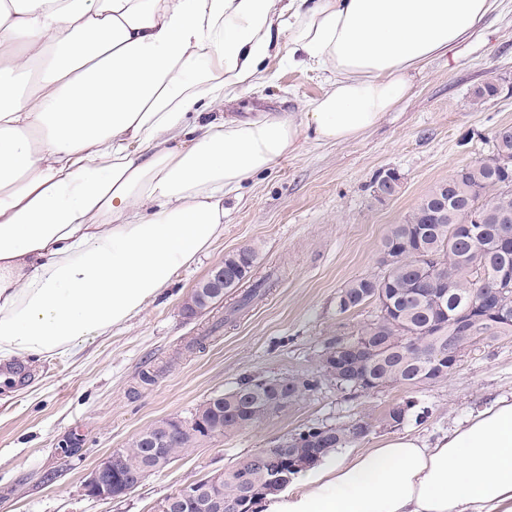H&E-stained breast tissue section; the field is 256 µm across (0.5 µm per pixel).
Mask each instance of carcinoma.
<instances>
[{"mask_svg":"<svg viewBox=\"0 0 512 512\" xmlns=\"http://www.w3.org/2000/svg\"><path fill=\"white\" fill-rule=\"evenodd\" d=\"M494 154L512 157V126L497 130L494 135ZM494 210L500 223L478 224L473 217L479 210ZM441 213L443 217L431 219ZM512 226V163L492 168L484 161L458 170L451 184L437 185L412 210L405 221L396 224L385 237L382 248L388 250L390 262L378 276L350 281L336 296V308L345 314L371 300L378 314L363 323L357 335L377 351V360L370 375L382 388L394 385L417 386L430 382L428 372L431 359L442 353L439 337L448 335V321L439 313L451 311L472 298L482 281L502 289V299L512 305V279H501L502 268L512 265V252L500 240V228ZM435 259L447 268L451 280L448 303L433 306L425 303L401 305V298L412 293L418 284L419 258ZM225 265L242 270L236 281L225 282L227 290L239 289L254 267L257 254L253 249L236 251L224 256ZM271 287V276L266 275L250 284L225 311L219 326L234 321L237 315L250 307L254 300L266 294ZM475 335L481 342H494L512 336V322L493 319L476 326ZM412 336L427 343L428 353L421 358L405 346L406 337ZM337 338L324 342L318 354V371L313 375H269L266 385L254 389L252 380L222 394V398H209L196 410L195 415L205 421L224 427L223 436H232L243 429L240 420L249 418L252 425L283 412L285 405H294L317 391L325 382L341 390L352 388L349 381L336 378L328 354ZM373 425V419L363 417L342 424L325 426L327 446L321 449L325 456L338 448H345L366 438L363 426ZM271 452L269 448L245 455L237 465L245 466L251 476V485L243 487L233 469H224V498L235 499L249 494L259 502L275 493L266 481L261 459ZM125 463L134 469L147 468L152 463L150 449L142 443L120 448Z\"/></svg>","mask_w":512,"mask_h":512,"instance_id":"obj_1","label":"carcinoma"}]
</instances>
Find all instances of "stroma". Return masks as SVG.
Listing matches in <instances>:
<instances>
[{
    "mask_svg": "<svg viewBox=\"0 0 512 512\" xmlns=\"http://www.w3.org/2000/svg\"><path fill=\"white\" fill-rule=\"evenodd\" d=\"M268 67L273 80L225 103V115L289 113L327 86L324 73L278 58ZM487 83L497 86V97L473 105L474 90ZM504 125H512V0H501L481 37L461 44L454 60H435L416 75L409 97L375 128L341 144H303L251 178L224 217L223 237L128 324L72 356L19 361L25 382L0 393V512H157L186 484L311 424L376 417L411 403L398 428L379 426L365 439L375 448L396 432L437 437L471 411L512 395V338L480 342L447 378L370 394L326 385L258 426L195 443L122 499L83 494L101 459L157 422L190 419L206 399L253 376L316 373L325 340L376 313L368 304L337 315V292L382 273V242L393 225L457 170L490 157L493 135ZM384 168L397 171L401 185L381 200L371 183ZM249 246L258 255L254 275L277 268L278 284L203 350H186L224 308L189 321L184 300L225 255ZM147 371L156 375L149 385L141 381Z\"/></svg>",
    "mask_w": 512,
    "mask_h": 512,
    "instance_id": "35a3bbf8",
    "label": "stroma"
}]
</instances>
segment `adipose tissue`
<instances>
[{
    "label": "adipose tissue",
    "instance_id": "obj_1",
    "mask_svg": "<svg viewBox=\"0 0 512 512\" xmlns=\"http://www.w3.org/2000/svg\"><path fill=\"white\" fill-rule=\"evenodd\" d=\"M499 0H0V362L129 322L299 141L347 142ZM325 73L299 113L225 118L271 57ZM256 512H512V396L448 433L328 454Z\"/></svg>",
    "mask_w": 512,
    "mask_h": 512
}]
</instances>
